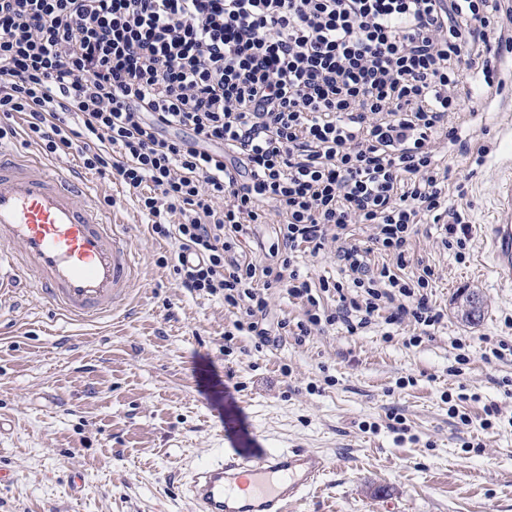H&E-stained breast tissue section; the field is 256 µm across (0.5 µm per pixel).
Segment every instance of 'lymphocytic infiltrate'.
<instances>
[{"instance_id": "obj_1", "label": "lymphocytic infiltrate", "mask_w": 512, "mask_h": 512, "mask_svg": "<svg viewBox=\"0 0 512 512\" xmlns=\"http://www.w3.org/2000/svg\"><path fill=\"white\" fill-rule=\"evenodd\" d=\"M506 50L503 0H0V139L123 185L179 286L236 310L225 342L267 340L280 288L298 339L381 320L417 346L445 318L431 267L407 270L419 224L449 214L436 146L460 141L463 72L495 97ZM271 209L259 266L242 237ZM330 242L351 288L296 264ZM377 250L395 266L371 271ZM268 298V321L274 322L275 326L277 321L290 320L291 326L302 316V308L300 305L295 304L292 300L288 299V295L280 288H271L267 291ZM294 329V327H293Z\"/></svg>"}]
</instances>
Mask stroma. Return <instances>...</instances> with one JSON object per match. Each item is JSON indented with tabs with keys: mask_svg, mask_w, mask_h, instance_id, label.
<instances>
[{
	"mask_svg": "<svg viewBox=\"0 0 512 512\" xmlns=\"http://www.w3.org/2000/svg\"><path fill=\"white\" fill-rule=\"evenodd\" d=\"M499 77L502 95L475 104L445 157L448 205L469 226L465 262L436 224L412 241L446 314L418 347L405 344L413 327L388 340L380 323L354 336L330 326L301 343L284 332L262 347L241 336L225 351L234 315L223 298L189 293L158 266L169 246L122 185L76 157L56 160L110 201L142 264L129 303L109 317L70 323L27 291L0 304V466L12 475L0 512H191L192 471L228 440L256 461L273 448L327 458L325 487L288 512H512V350L484 358L487 343L512 347V289L496 281L484 230L512 169V60ZM472 293L482 316L468 322L461 303ZM459 393L465 423L446 403ZM490 404L502 415L486 430Z\"/></svg>",
	"mask_w": 512,
	"mask_h": 512,
	"instance_id": "obj_1",
	"label": "stroma"
}]
</instances>
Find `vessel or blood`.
I'll return each instance as SVG.
<instances>
[{
    "mask_svg": "<svg viewBox=\"0 0 512 512\" xmlns=\"http://www.w3.org/2000/svg\"><path fill=\"white\" fill-rule=\"evenodd\" d=\"M498 201L487 233L498 281L512 288V171ZM137 262L125 225L88 182L0 145V300L21 284L68 321L109 316L128 299ZM328 471L323 455L305 449L268 451L258 462L231 450L200 463L187 493L193 512H288Z\"/></svg>",
    "mask_w": 512,
    "mask_h": 512,
    "instance_id": "1",
    "label": "vessel or blood"
}]
</instances>
